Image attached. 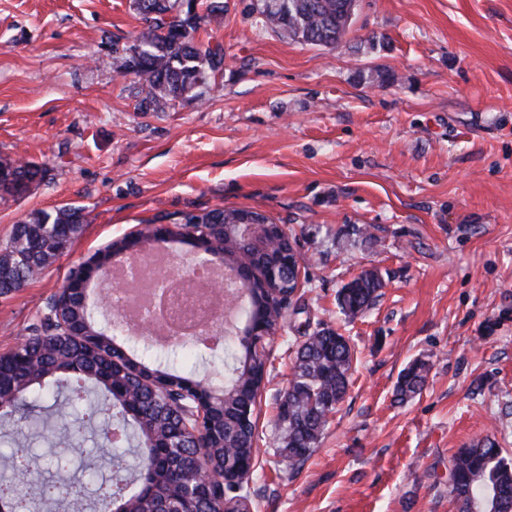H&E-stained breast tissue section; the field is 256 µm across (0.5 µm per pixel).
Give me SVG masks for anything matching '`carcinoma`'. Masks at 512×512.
I'll return each mask as SVG.
<instances>
[{"label":"carcinoma","mask_w":512,"mask_h":512,"mask_svg":"<svg viewBox=\"0 0 512 512\" xmlns=\"http://www.w3.org/2000/svg\"><path fill=\"white\" fill-rule=\"evenodd\" d=\"M189 0H132L133 9L146 26L132 43L114 50L115 68L132 75L138 83V108L163 110L173 107L190 93L209 87L222 74L224 48L221 44L198 45L195 34L204 25L224 17L223 0H197L198 13L188 21ZM357 10V0H256L253 11L257 24L295 42L334 47L344 41ZM48 168L33 161H0V200L4 196L21 197L42 182ZM84 217L78 208L61 207L50 213L37 210L25 221L14 225L9 238L0 245V294L23 288L50 268L81 234ZM127 238L109 242L95 253L99 273L112 270L117 258L126 254ZM267 260L254 249L237 242L224 248V266L236 267L244 274L245 287L279 288L288 294V273L269 283L259 269ZM383 284L373 272H366L345 284L338 301L348 316L364 312L377 297ZM63 317L78 323L85 331L81 341L55 336L50 318L32 329L29 345L16 352L0 355V398L7 404L0 419L20 410L38 407L46 393H59L70 384L67 403L77 405L90 393H100L112 408V428L120 429L133 446L136 485L117 473L107 483L100 482L89 491L107 512H158L164 503L175 508L202 506L217 512L221 503L205 499L199 504L182 495L185 473L200 462L210 465L216 474L236 468L247 469L253 459L256 422L255 392L267 375L266 360L251 353L248 337L228 347L224 379H211L223 389L224 399L214 400V427L206 437L184 432V413L180 412L174 390L193 378L166 368H153L138 355L126 350L116 332L104 330L81 299L61 304ZM246 316L260 318L264 330H277L283 321L282 309L246 310ZM353 351L349 340L333 330H320L297 344L292 378L278 403V427L283 446L280 455L288 461L303 463L315 451L331 414L343 402L350 384ZM154 374L168 381L171 392L162 396L141 379ZM428 367L415 362L403 371L395 397L403 401L420 393L427 380ZM137 390L131 403L127 395ZM97 412L92 408L81 421H55L46 418L58 438L65 440L77 427L96 428ZM118 467L121 471L125 469ZM74 495L73 482L65 467L57 480L39 493L41 512H56L64 499ZM448 504L452 512H506L512 509V461L489 436L457 449L448 471ZM32 502L16 485H0V512H27Z\"/></svg>","instance_id":"cac0c4a2"}]
</instances>
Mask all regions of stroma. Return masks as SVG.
<instances>
[{
	"label": "stroma",
	"mask_w": 512,
	"mask_h": 512,
	"mask_svg": "<svg viewBox=\"0 0 512 512\" xmlns=\"http://www.w3.org/2000/svg\"><path fill=\"white\" fill-rule=\"evenodd\" d=\"M197 39L221 43L215 86L162 112L135 107L115 46L144 27L132 0H0V159L46 165L0 202V243L31 211L81 208V235L25 288L0 297V354L38 322L70 271L144 221L215 208L281 224L302 286L269 347L255 407L254 512H448L458 448L491 436L512 458V0H360L333 48L255 24L225 0ZM369 310L338 293L362 271ZM348 337L351 385L302 465L279 455L278 398L301 337ZM427 384L397 402L412 362ZM38 463L6 471L47 484L57 457L111 450L84 432L48 445L27 418L0 421ZM383 284L374 272H366L345 284L339 291L338 301L348 316L364 312L377 297Z\"/></svg>",
	"instance_id": "1"
}]
</instances>
